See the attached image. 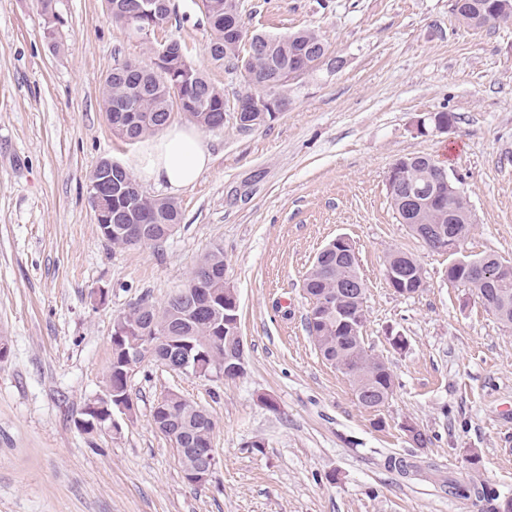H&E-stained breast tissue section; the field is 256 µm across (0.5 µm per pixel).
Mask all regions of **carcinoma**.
I'll return each instance as SVG.
<instances>
[{
	"instance_id": "cac0c4a2",
	"label": "carcinoma",
	"mask_w": 512,
	"mask_h": 512,
	"mask_svg": "<svg viewBox=\"0 0 512 512\" xmlns=\"http://www.w3.org/2000/svg\"><path fill=\"white\" fill-rule=\"evenodd\" d=\"M59 0H38L45 20L44 37L58 46V25L61 16ZM200 14L212 18L208 25L210 38L207 52L216 64L230 63L240 67L244 83L250 93L257 96H275V90L284 86L288 73L303 66L311 56L327 48L322 35L314 30H302L285 37L270 36L259 31L244 29L239 34L226 23L229 14L239 11V0H199ZM131 36L148 44L149 61H135L138 66L137 80L132 82L121 68L114 67L104 80L102 97L104 110L112 132L130 142L137 141L159 132L169 123L174 111L186 114L203 130L219 129L224 126V91L213 85L194 65L189 55L169 56L162 54L165 45L150 43L146 33H131ZM257 43L261 49L250 51L240 57L243 42ZM185 100L175 107L174 99ZM124 99L134 101L136 120L129 121L120 112L113 111L116 102ZM428 156L409 157L405 169V181L416 187L424 185L426 175L433 171ZM114 207L121 210L120 218L112 221V233L99 227L100 233L114 248H133L135 243L118 231L124 224H133L146 217L150 218L151 231L142 245H156L163 242L164 229L170 224H180L181 209L178 202L154 198L145 192L120 195L113 199ZM461 204L448 199L438 205L427 197L419 199L411 214L400 212L399 217L420 224H450ZM224 249L215 245L194 268L190 280L203 275L207 277L205 287L209 294L198 297L184 287L170 296L162 307L153 304L132 309L129 315L117 317L113 330L126 333L123 342L112 346V362L108 371L106 386L112 396L124 397L129 394L128 377L125 375L124 358L133 355L136 342L147 332L164 331L171 336L169 348L161 357L173 364H180L187 356L204 354L201 359L204 372L200 378L209 379L224 372V354L210 352L207 347L219 341L227 346L230 327L224 321ZM351 276L349 263L331 257L325 267L315 273L309 272L305 282L308 296L313 300L311 310L318 316L306 319V331L313 341L324 342L327 349L325 359L339 365L356 366L364 374V386L387 388L394 385L393 374L382 368H375L372 355L349 340L347 326L336 307L320 305V300H336V288ZM488 299L498 309L506 311L504 324L512 325V279L488 289ZM154 425L169 438H175L184 448L179 463L183 474L196 467V450L212 439L214 422L206 409L184 397H176L168 405V412L152 415Z\"/></svg>"
}]
</instances>
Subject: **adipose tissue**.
Here are the masks:
<instances>
[{
    "label": "adipose tissue",
    "mask_w": 512,
    "mask_h": 512,
    "mask_svg": "<svg viewBox=\"0 0 512 512\" xmlns=\"http://www.w3.org/2000/svg\"><path fill=\"white\" fill-rule=\"evenodd\" d=\"M211 162L196 125L171 123L150 142L138 172L144 182L176 194L194 185Z\"/></svg>",
    "instance_id": "adipose-tissue-1"
}]
</instances>
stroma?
<instances>
[{"label":"stroma","instance_id":"stroma-1","mask_svg":"<svg viewBox=\"0 0 512 512\" xmlns=\"http://www.w3.org/2000/svg\"><path fill=\"white\" fill-rule=\"evenodd\" d=\"M239 2L248 29L319 31L342 68L288 82L284 109L264 125L228 118L203 132L211 167L176 194L175 232L115 249L88 178L104 158L136 170L144 144L113 134L101 88L119 61L148 50L104 0H60L56 50L37 0H0V512H480L449 494L452 483L512 498V326L444 281L448 254L401 224L386 186L398 158L431 157L462 178L473 218L463 254L512 264V23L472 29L454 0ZM175 3L163 37L181 40L234 106L245 83L206 54L192 0ZM437 112L453 115L452 130L420 131ZM339 235L353 241L366 287L365 347L395 380L375 411L305 328L302 282ZM217 244L239 297L245 374L207 381L143 362L120 434L81 430L116 317L142 298L163 306ZM392 251L422 267L417 295L389 287ZM397 333L405 348L392 347ZM172 391L216 424V466L201 485L183 479L153 424ZM406 421L425 445L407 439ZM393 458L417 472L400 474Z\"/></svg>","mask_w":512,"mask_h":512}]
</instances>
